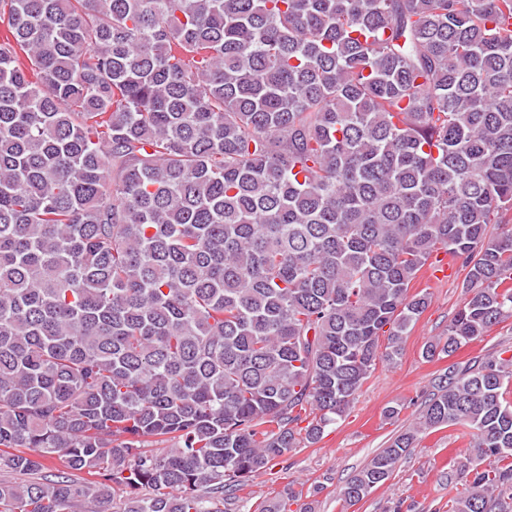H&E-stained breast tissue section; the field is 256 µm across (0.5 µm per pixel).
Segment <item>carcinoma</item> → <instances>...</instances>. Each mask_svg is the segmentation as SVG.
Returning a JSON list of instances; mask_svg holds the SVG:
<instances>
[{
	"label": "carcinoma",
	"instance_id": "cac0c4a2",
	"mask_svg": "<svg viewBox=\"0 0 512 512\" xmlns=\"http://www.w3.org/2000/svg\"><path fill=\"white\" fill-rule=\"evenodd\" d=\"M511 212L512 0H0V512H240L402 355L433 255L466 299L424 359L512 318ZM452 426L448 512H512V347L344 503Z\"/></svg>",
	"mask_w": 512,
	"mask_h": 512
}]
</instances>
